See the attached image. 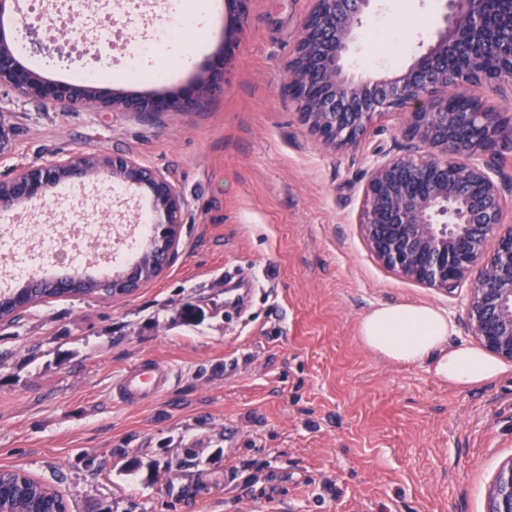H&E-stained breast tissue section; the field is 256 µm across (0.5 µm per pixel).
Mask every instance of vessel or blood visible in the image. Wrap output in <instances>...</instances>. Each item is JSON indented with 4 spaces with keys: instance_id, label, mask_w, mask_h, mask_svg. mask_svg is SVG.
<instances>
[{
    "instance_id": "obj_1",
    "label": "vessel or blood",
    "mask_w": 512,
    "mask_h": 512,
    "mask_svg": "<svg viewBox=\"0 0 512 512\" xmlns=\"http://www.w3.org/2000/svg\"><path fill=\"white\" fill-rule=\"evenodd\" d=\"M170 369L154 360L135 362L124 367L112 381L114 401L130 406L153 403L172 382Z\"/></svg>"
}]
</instances>
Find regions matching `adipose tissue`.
Instances as JSON below:
<instances>
[{"label": "adipose tissue", "mask_w": 512, "mask_h": 512, "mask_svg": "<svg viewBox=\"0 0 512 512\" xmlns=\"http://www.w3.org/2000/svg\"><path fill=\"white\" fill-rule=\"evenodd\" d=\"M166 14L180 21L182 35L175 41L181 64H188L204 46L211 19L210 0H168ZM452 323L428 305H382L361 321L364 345L396 363L426 364L439 379L469 388L500 377L504 365L468 344H449Z\"/></svg>", "instance_id": "adipose-tissue-1"}]
</instances>
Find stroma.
Returning <instances> with one entry per match:
<instances>
[{"mask_svg":"<svg viewBox=\"0 0 512 512\" xmlns=\"http://www.w3.org/2000/svg\"><path fill=\"white\" fill-rule=\"evenodd\" d=\"M122 39L156 37L143 0H115ZM374 0L345 60L351 73L377 31L400 24ZM401 64L430 42L442 0H407ZM310 0H251L220 87L191 112L140 116L44 106L0 88V180L68 156L135 158L185 201L178 256L131 294L66 296L0 321V469L60 489L69 512H486L512 457V362L467 389L423 364L386 361L360 339L380 304H426L471 343L468 287L446 294L384 267L358 225L365 173L404 139L395 115L324 150L284 95L283 64ZM29 58L46 79L130 96L119 51ZM32 223H111L140 197L90 177L27 204ZM192 302L204 315L185 324ZM155 360L175 380L147 406L112 400V377Z\"/></svg>","mask_w":512,"mask_h":512,"instance_id":"35a3bbf8","label":"stroma"}]
</instances>
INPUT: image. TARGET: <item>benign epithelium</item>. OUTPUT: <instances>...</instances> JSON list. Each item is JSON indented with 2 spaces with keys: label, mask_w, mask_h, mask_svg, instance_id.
Listing matches in <instances>:
<instances>
[{
  "label": "benign epithelium",
  "mask_w": 512,
  "mask_h": 512,
  "mask_svg": "<svg viewBox=\"0 0 512 512\" xmlns=\"http://www.w3.org/2000/svg\"><path fill=\"white\" fill-rule=\"evenodd\" d=\"M248 0H231L224 48L210 75L188 87L149 97L106 95L90 85L43 79L22 67L10 40L0 35V87L45 106L95 105L112 112H189L210 91L237 45ZM300 37L285 66L284 94L299 119L330 151L358 143L374 118L396 112L406 149L372 167L363 188L359 224L377 259L404 278L451 293L465 282L470 335L489 353L512 361V224L505 222V192L496 177L512 153L497 115L482 107L454 111L462 84L512 90V0H497L486 23L484 0H446L444 25L405 68L354 79L343 60L371 0H311ZM492 57L497 67H485ZM111 178L145 191L152 201V237L168 248L167 268L178 253L184 200L162 174L125 155L69 156L22 170L0 181V210L46 197L62 181ZM495 242L488 249L489 241ZM487 512H512V457L502 462L487 491Z\"/></svg>",
  "instance_id": "1"
}]
</instances>
